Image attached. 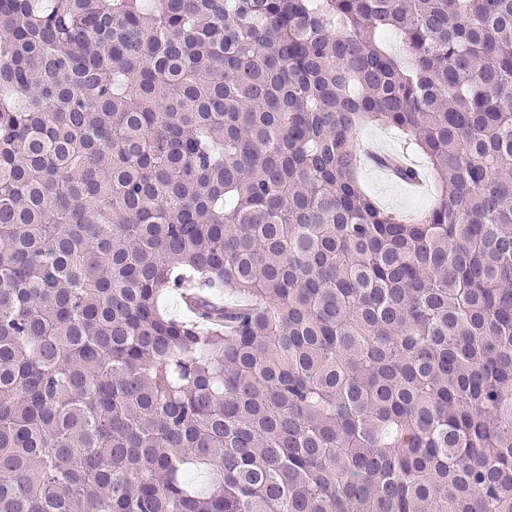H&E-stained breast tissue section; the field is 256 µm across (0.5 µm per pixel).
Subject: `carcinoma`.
<instances>
[{
	"label": "carcinoma",
	"mask_w": 512,
	"mask_h": 512,
	"mask_svg": "<svg viewBox=\"0 0 512 512\" xmlns=\"http://www.w3.org/2000/svg\"><path fill=\"white\" fill-rule=\"evenodd\" d=\"M0 512H512V0H0ZM354 140L355 145L358 146L367 143H378L382 147V152L386 154H392L395 151L406 152L397 131L391 128L368 125L356 132ZM411 160L421 173L423 188L420 191L393 177L387 170L365 164L361 182L367 193L383 208L402 217H410L429 210L437 199V188L430 175L427 159L413 154ZM420 180L415 182L421 183Z\"/></svg>",
	"instance_id": "obj_1"
}]
</instances>
